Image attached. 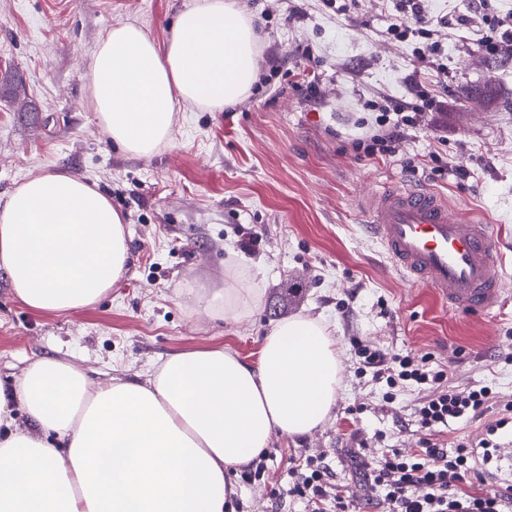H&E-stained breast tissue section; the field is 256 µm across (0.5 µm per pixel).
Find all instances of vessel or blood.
<instances>
[{"instance_id": "b4317fda", "label": "vessel or blood", "mask_w": 512, "mask_h": 512, "mask_svg": "<svg viewBox=\"0 0 512 512\" xmlns=\"http://www.w3.org/2000/svg\"><path fill=\"white\" fill-rule=\"evenodd\" d=\"M366 228L408 280L448 310L482 315L501 303L504 255L492 225L460 216L433 189L395 184L365 196Z\"/></svg>"}]
</instances>
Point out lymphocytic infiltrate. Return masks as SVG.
<instances>
[{
	"mask_svg": "<svg viewBox=\"0 0 512 512\" xmlns=\"http://www.w3.org/2000/svg\"><path fill=\"white\" fill-rule=\"evenodd\" d=\"M424 0H396L395 13L387 31L395 40L426 39L416 48L420 61L430 62L442 48L433 31L421 28ZM413 96L408 100L382 98L368 101L375 115L372 132L356 141L366 155L397 153L410 129L419 126L425 114L443 108L442 101L429 96L417 77H410ZM359 375H371L385 385L386 400L397 389L417 386L421 397L414 418L421 432L419 446L409 452L388 449L381 458L366 457L370 488L381 512H512V488H489L479 494L464 491L470 479H482L474 448L461 442L454 447L437 441L438 433L450 422L475 418L493 398L489 386L456 388L448 383L445 369L431 367L426 359L360 345ZM326 451H312L291 471L288 495L303 503L307 512H352L353 502L346 486L336 483L328 466Z\"/></svg>",
	"mask_w": 512,
	"mask_h": 512,
	"instance_id": "lymphocytic-infiltrate-1",
	"label": "lymphocytic infiltrate"
}]
</instances>
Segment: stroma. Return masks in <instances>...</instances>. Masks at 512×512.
<instances>
[{
    "mask_svg": "<svg viewBox=\"0 0 512 512\" xmlns=\"http://www.w3.org/2000/svg\"><path fill=\"white\" fill-rule=\"evenodd\" d=\"M191 0H0V205L22 182L66 171L102 190L124 216V277L95 305L65 314L32 311L0 269V380L39 359L66 360L91 382L145 381L176 351L221 345L257 359L265 333L298 315L319 318L340 351L331 415L311 433L274 435L265 484L229 479L242 512H304L285 496L305 449L335 450L336 481L363 499L357 438L417 447L415 386L385 402L359 376L355 348L372 344L427 358L450 385H486L481 417L452 422L445 442H478L512 405V57L479 51L464 27L474 11L492 20L512 0H427L426 22L444 21L436 67L387 34L391 0H355L337 13L324 0H236L260 36L250 95L221 112L177 114L169 144L149 157L116 148L87 105L94 52L113 26L133 22L163 42ZM418 73L445 112L410 130L399 154L355 148L367 100L410 99ZM447 158L443 175L433 156ZM422 184L463 215L492 224L508 263L502 301L482 316L444 309L431 290L394 270L364 229L359 202L395 184ZM261 231L251 253L238 241ZM257 292L234 315L206 311L225 281Z\"/></svg>",
    "mask_w": 512,
    "mask_h": 512,
    "instance_id": "1",
    "label": "stroma"
}]
</instances>
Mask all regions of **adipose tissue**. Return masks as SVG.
Returning a JSON list of instances; mask_svg holds the SVG:
<instances>
[{
    "instance_id": "1",
    "label": "adipose tissue",
    "mask_w": 512,
    "mask_h": 512,
    "mask_svg": "<svg viewBox=\"0 0 512 512\" xmlns=\"http://www.w3.org/2000/svg\"><path fill=\"white\" fill-rule=\"evenodd\" d=\"M258 46L236 0H193L161 46L116 25L94 54L88 104L124 152L153 155L177 107L220 112L250 94ZM128 254L122 215L73 174L30 178L0 209V268L31 310L95 304ZM340 381L336 341L301 315L263 337L255 363L221 345L187 349L144 384H94L71 363L34 361L0 382V512H225L235 493L226 472L274 434L322 424Z\"/></svg>"
}]
</instances>
